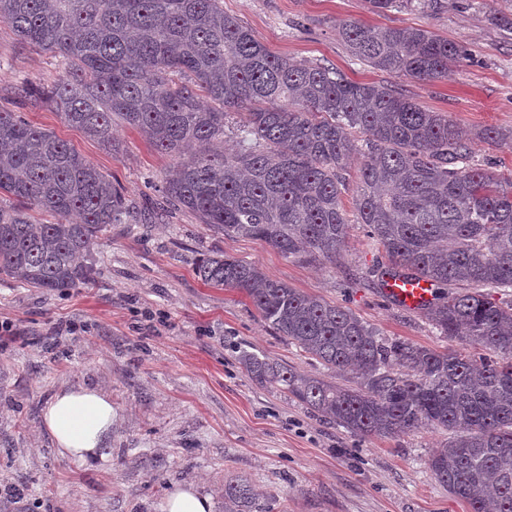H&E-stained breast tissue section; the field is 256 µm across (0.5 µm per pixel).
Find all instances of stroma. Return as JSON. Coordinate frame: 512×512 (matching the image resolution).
I'll use <instances>...</instances> for the list:
<instances>
[{
	"instance_id": "obj_1",
	"label": "stroma",
	"mask_w": 512,
	"mask_h": 512,
	"mask_svg": "<svg viewBox=\"0 0 512 512\" xmlns=\"http://www.w3.org/2000/svg\"><path fill=\"white\" fill-rule=\"evenodd\" d=\"M224 10L272 52L393 85L448 113L476 161L512 177V142L481 137L487 128L512 131V0H443L434 11L382 14L365 0H224ZM348 18L430 30L467 58L440 81L390 76L350 57L336 31ZM61 75L52 54L24 47L0 25V107L68 141L137 208L161 203L173 160L136 130L114 126L110 151L14 93L21 81L47 87ZM212 252L350 308L386 338L458 346L425 313L383 297L370 275L378 253L363 228L351 230L336 264L319 265L224 236L187 211L162 224L110 225L87 257L89 284L46 292L0 281V512H161L177 485L196 486L212 512H224V483L237 478L252 485L258 512H468L429 468L447 431L360 438L251 378L238 359L243 348L345 382L279 336L244 294L204 284L195 266ZM79 387L101 389L118 411L102 456L88 461L62 458L42 424L46 402Z\"/></svg>"
}]
</instances>
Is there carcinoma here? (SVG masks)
<instances>
[{
    "instance_id": "1",
    "label": "carcinoma",
    "mask_w": 512,
    "mask_h": 512,
    "mask_svg": "<svg viewBox=\"0 0 512 512\" xmlns=\"http://www.w3.org/2000/svg\"><path fill=\"white\" fill-rule=\"evenodd\" d=\"M367 3L412 12L440 0ZM0 24L63 66L52 87L24 81L16 96L113 151V122L137 130L175 159L161 189L168 206L302 263L336 264L360 224L385 258L371 270L378 287L429 280L433 327L480 352L383 338L351 309L231 256L205 254L195 268L245 294L310 358L356 374L332 384L242 350L257 383L360 438L450 431L429 459L436 480L470 512L490 499L512 512V301L494 296L512 288V179L473 162L448 114L272 53L223 0H0ZM337 32L356 61L394 77L442 80L465 59L423 28L344 20ZM233 114L238 148L218 152ZM129 210L123 188L70 144L0 108L1 279L60 292L89 284L93 268L78 256ZM254 501L247 481L224 483V512H254Z\"/></svg>"
}]
</instances>
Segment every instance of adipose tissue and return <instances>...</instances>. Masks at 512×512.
<instances>
[{
    "mask_svg": "<svg viewBox=\"0 0 512 512\" xmlns=\"http://www.w3.org/2000/svg\"><path fill=\"white\" fill-rule=\"evenodd\" d=\"M116 417L111 399L89 387L59 391L42 414L60 455L79 461L101 455Z\"/></svg>",
    "mask_w": 512,
    "mask_h": 512,
    "instance_id": "adipose-tissue-1",
    "label": "adipose tissue"
}]
</instances>
